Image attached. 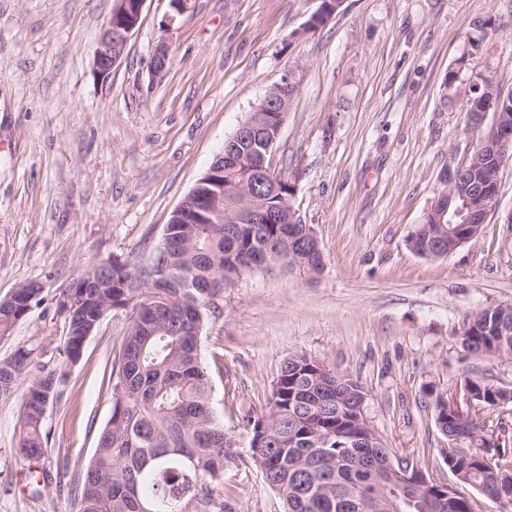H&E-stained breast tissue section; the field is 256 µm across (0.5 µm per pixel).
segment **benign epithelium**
I'll return each mask as SVG.
<instances>
[{
    "instance_id": "benign-epithelium-1",
    "label": "benign epithelium",
    "mask_w": 512,
    "mask_h": 512,
    "mask_svg": "<svg viewBox=\"0 0 512 512\" xmlns=\"http://www.w3.org/2000/svg\"><path fill=\"white\" fill-rule=\"evenodd\" d=\"M147 0H115L112 14L99 38L94 52V68L101 77L108 76L124 54L128 40L139 25ZM169 60L168 47L160 45L151 62L152 73L161 79L167 71ZM484 84L492 86V97L486 103L485 113L491 115L489 122L485 123V132L472 142L469 154L458 163L454 170L462 174L468 165L477 161H484L485 179L477 186V190L470 193L462 208L451 206L441 207L436 215L437 224L431 242L429 253L433 257L444 255L443 243L447 237H454V246L460 247L464 243L477 237L485 224L487 216L496 207L498 197L488 196L484 193L485 187L492 180L499 178L504 163L512 159V127L506 126V116L498 112L495 97L503 98L506 92L494 78L486 75L480 76ZM261 114L253 115L236 133L224 143V152L217 157L198 179L194 188L183 198L174 210L175 222L179 224H260L262 216L254 206L245 199L235 197V191L224 190V181L219 176L224 174V165L235 168L242 167L250 175L253 187L261 189L273 196L279 191L283 178L276 174L272 166L267 164V157L271 154L277 137L269 142L261 141L264 126L260 122ZM227 199L233 205L232 217L224 218V212L219 209L221 200ZM464 225L465 232H460L458 225ZM282 260L289 261L293 266L299 265L298 255L293 253L291 245L278 243L272 249H266L259 254V260H254L249 254L243 252L239 256V265L251 268L254 264H269ZM358 393L356 406L360 416L357 420L344 427V434L356 448H372L380 441V437L372 428L364 409L366 393L358 382H353ZM483 399V395L474 391L473 387L465 384L462 387V400L455 398L446 401L448 407L457 415H462L475 407V401ZM383 479L392 484H406L420 490L430 487L428 478L420 471L404 469L396 464V457L389 453L386 455L381 467ZM440 492L436 496H426L424 509L426 512H446L448 500L458 496L457 484H438Z\"/></svg>"
}]
</instances>
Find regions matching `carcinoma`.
Segmentation results:
<instances>
[{
  "label": "carcinoma",
  "mask_w": 512,
  "mask_h": 512,
  "mask_svg": "<svg viewBox=\"0 0 512 512\" xmlns=\"http://www.w3.org/2000/svg\"><path fill=\"white\" fill-rule=\"evenodd\" d=\"M292 191L283 184L267 199V211L284 215L292 206ZM156 256L173 267L179 288H139L148 272L136 257L92 264L62 289L58 304L75 291L84 298L87 315L100 326L111 311L124 310L127 327L118 356L112 361V415L97 436L94 455L73 480L76 512H233L224 495V470L238 457L239 441L224 430L212 405V384L201 361L205 323L217 308L220 294L208 287L219 276L228 285L240 275L235 263L243 251L261 250L263 239L285 234L304 250L310 246L304 224L256 225L231 240L222 224H169ZM38 282L20 285L10 300H0V339L11 336L41 292ZM512 330V312L487 305L470 311L459 329L465 351L477 355L498 343L500 323ZM82 324L70 320L64 341L67 359L81 348ZM33 350L24 346L0 359V398L9 397L28 378ZM57 377L45 373L29 378L23 393L19 454L38 461L46 451L47 410L55 397ZM484 388L482 408L462 420L434 400L440 431L448 436L449 469L461 472L466 488L482 497L496 476L512 475V443L483 456L479 448L495 429L503 427L494 406L495 384ZM353 397L350 385L336 373L319 372L318 360L294 355L281 366L277 387L265 411L249 421L251 457H259L272 474L273 490L285 512H346L337 507L355 486L362 487L361 508L351 512H386L379 505L375 481L380 449L353 458L340 437L336 397ZM266 433L262 454L251 444Z\"/></svg>",
  "instance_id": "cac0c4a2"
}]
</instances>
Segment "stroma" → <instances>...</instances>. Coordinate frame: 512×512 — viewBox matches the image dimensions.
<instances>
[{
	"label": "stroma",
	"mask_w": 512,
	"mask_h": 512,
	"mask_svg": "<svg viewBox=\"0 0 512 512\" xmlns=\"http://www.w3.org/2000/svg\"><path fill=\"white\" fill-rule=\"evenodd\" d=\"M113 6L0 0V299L42 286L0 358L26 346L33 373L59 376L36 466L18 452L21 392L0 399V512H76L70 484L112 414L127 316L109 314L70 363L61 288L92 262H148L171 212L286 75L298 89L271 165L293 185L324 268L278 264L225 288L201 338L212 406L244 434L285 360L305 354L362 383L396 457L453 482L436 395L468 377L512 388V357L471 355L457 336L466 312L512 303V161L480 235L445 258L408 240L477 132L463 110L471 75L512 90V0H343L316 27L320 0H191L182 13L147 0L103 79L93 58ZM478 36L493 49L474 62ZM163 44L172 64L158 80L150 62ZM224 492L235 512H284L248 450Z\"/></svg>",
	"instance_id": "stroma-1"
}]
</instances>
